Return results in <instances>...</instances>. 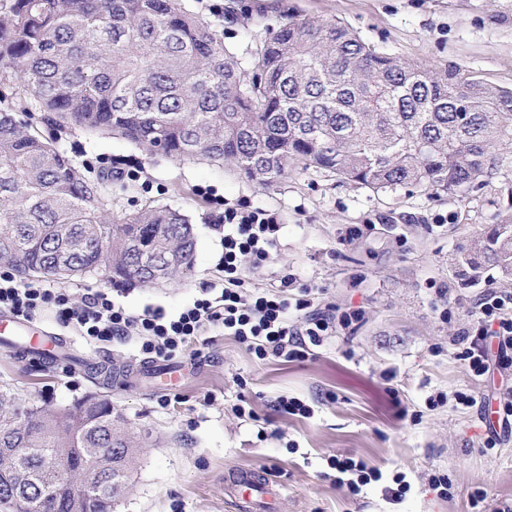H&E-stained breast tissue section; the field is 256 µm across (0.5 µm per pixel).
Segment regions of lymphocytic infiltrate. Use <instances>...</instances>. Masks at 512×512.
I'll use <instances>...</instances> for the list:
<instances>
[{"instance_id":"f902f5d3","label":"lymphocytic infiltrate","mask_w":512,"mask_h":512,"mask_svg":"<svg viewBox=\"0 0 512 512\" xmlns=\"http://www.w3.org/2000/svg\"><path fill=\"white\" fill-rule=\"evenodd\" d=\"M224 279L221 287L209 289L175 313L144 309L130 313L110 292H88L74 302L67 288H50L17 280L8 270L0 271V309L31 318L42 310H53L57 321L71 327L86 340L105 344L117 337H136L140 350L153 360H166L183 351L203 332L221 330L246 345L258 359L294 361L308 356L361 317L360 311L335 313L333 306L315 308L311 289L289 295V279L274 289L245 291L247 268L263 267L278 241L281 226L274 213L251 207L247 202L224 205ZM475 323L452 337L458 357L475 377L492 369L512 368V291L485 283L472 302ZM329 469L341 475L352 495L379 481L380 473L363 460L336 455L327 460Z\"/></svg>"}]
</instances>
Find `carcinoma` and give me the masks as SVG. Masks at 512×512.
<instances>
[{
  "instance_id": "1",
  "label": "carcinoma",
  "mask_w": 512,
  "mask_h": 512,
  "mask_svg": "<svg viewBox=\"0 0 512 512\" xmlns=\"http://www.w3.org/2000/svg\"><path fill=\"white\" fill-rule=\"evenodd\" d=\"M241 80L224 34L181 0H0V83L17 80L20 112L55 130L113 134L143 153L233 165L272 186L297 170L373 190L414 185L452 196L502 165L512 145V89L430 71L377 50L346 26L289 17L256 47ZM104 178L81 173L44 134L0 109V266L58 283L105 271L157 284L188 275L191 219L168 205L112 217ZM483 249L512 276V215ZM137 437L102 395L68 417L0 394V503L112 512L137 459ZM108 464L86 471L85 457Z\"/></svg>"
}]
</instances>
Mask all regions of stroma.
I'll return each instance as SVG.
<instances>
[{
  "instance_id": "obj_1",
  "label": "stroma",
  "mask_w": 512,
  "mask_h": 512,
  "mask_svg": "<svg viewBox=\"0 0 512 512\" xmlns=\"http://www.w3.org/2000/svg\"><path fill=\"white\" fill-rule=\"evenodd\" d=\"M182 2L223 31L245 73L258 43L296 16L342 23L378 50L421 67H457L468 78L512 89V0ZM60 146L98 173L137 170V180L115 176L108 184L113 216L161 203L189 215L197 237L194 270L185 280L114 284L99 273L71 283L75 295L103 289L135 314L148 306L179 309L221 281L219 203L244 200L276 213L281 224L276 253L248 274L251 287H275L286 276L294 288L323 289V303L363 313L307 359L288 363L259 360L233 338L208 332L172 359L179 399L166 406L162 389L141 372L147 359L134 337L89 343L51 311L40 313L37 324L66 339L75 355L132 372L107 384L68 362L47 365L0 346V391L51 408L101 393L140 436L138 459L112 512H237L224 477L238 469L266 471L281 484L276 512H472L478 489L489 510L512 501V430L498 427V448L482 446L481 403L499 400L502 377L473 379L450 343L474 321L475 279L512 291L495 264L482 263L474 276L456 263L512 214V158L481 186L451 196L419 187L377 191L315 169L266 187L230 166L152 158L122 139L78 129L63 133ZM203 188L210 198L200 196ZM352 225L362 236L339 245ZM458 391L474 395L477 406H457ZM437 393L445 402L430 407L427 399ZM282 397L303 400L311 416L277 412ZM242 399L258 422L234 413ZM292 441L297 451L289 450ZM334 455L364 460L381 481L351 495L325 475ZM436 472L447 475L449 496L430 486ZM399 474L409 489L394 498L387 489Z\"/></svg>"
}]
</instances>
